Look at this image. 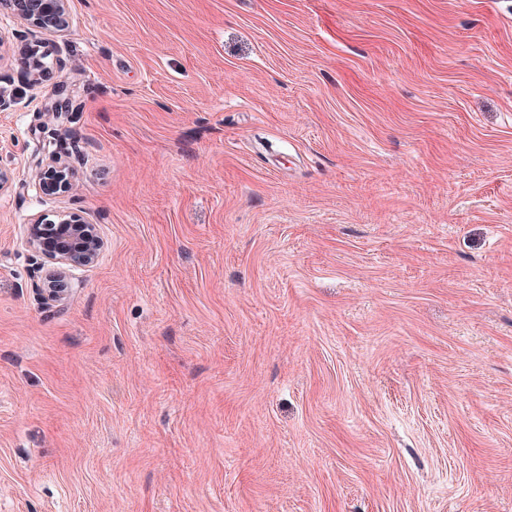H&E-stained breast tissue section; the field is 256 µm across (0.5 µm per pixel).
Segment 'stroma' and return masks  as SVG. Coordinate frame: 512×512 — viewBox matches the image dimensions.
<instances>
[{"label": "stroma", "mask_w": 512, "mask_h": 512, "mask_svg": "<svg viewBox=\"0 0 512 512\" xmlns=\"http://www.w3.org/2000/svg\"><path fill=\"white\" fill-rule=\"evenodd\" d=\"M70 11L59 120L0 11V512H512V0ZM57 152L50 154L48 159L37 160L35 187L45 197H60L74 191L73 169L70 162L72 152L63 156ZM26 244L51 263L42 290L52 301L63 299L73 271L95 264L105 247L98 225L77 210L39 215L26 227Z\"/></svg>", "instance_id": "obj_1"}]
</instances>
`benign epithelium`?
I'll use <instances>...</instances> for the list:
<instances>
[{
    "instance_id": "obj_1",
    "label": "benign epithelium",
    "mask_w": 512,
    "mask_h": 512,
    "mask_svg": "<svg viewBox=\"0 0 512 512\" xmlns=\"http://www.w3.org/2000/svg\"><path fill=\"white\" fill-rule=\"evenodd\" d=\"M0 7L24 21L32 31L59 32L70 26L69 0H0ZM47 55L48 52L26 37L14 51L20 71L33 86L43 84L52 74ZM50 99L52 115L60 117L71 111V98L64 82L51 87ZM70 156L69 152L63 155L57 152L36 162L35 187L40 194L56 198L73 193L74 166ZM26 244L50 262L42 290L52 301L63 299L73 271L95 264L105 247L98 225L77 210L39 215L26 227Z\"/></svg>"
}]
</instances>
